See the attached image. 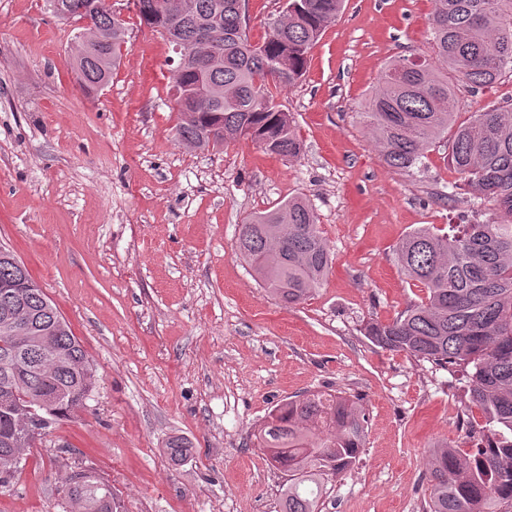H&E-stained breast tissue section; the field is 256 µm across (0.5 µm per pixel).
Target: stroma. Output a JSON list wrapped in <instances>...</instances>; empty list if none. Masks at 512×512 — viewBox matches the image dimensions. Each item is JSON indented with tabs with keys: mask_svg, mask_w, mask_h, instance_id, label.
<instances>
[{
	"mask_svg": "<svg viewBox=\"0 0 512 512\" xmlns=\"http://www.w3.org/2000/svg\"><path fill=\"white\" fill-rule=\"evenodd\" d=\"M129 42L86 95L71 68L78 25L49 0H0V242L70 324L98 384L87 410L32 449L0 512H61L67 473L95 468L123 512H278L282 474L255 432L278 403L335 389L366 413L363 446L322 512H423L431 448L459 428L461 373L372 343L426 290L395 245L480 213L445 152L387 167L360 112L390 60L424 55L431 0H344L278 101L303 149L288 160L241 140L177 137L171 60L132 0H112ZM301 194L333 255L321 288L285 306L237 251L251 215ZM193 448L172 462L166 445Z\"/></svg>",
	"mask_w": 512,
	"mask_h": 512,
	"instance_id": "obj_1",
	"label": "stroma"
}]
</instances>
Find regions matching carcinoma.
Masks as SVG:
<instances>
[{"mask_svg": "<svg viewBox=\"0 0 512 512\" xmlns=\"http://www.w3.org/2000/svg\"><path fill=\"white\" fill-rule=\"evenodd\" d=\"M61 19H89L112 31V47L75 56L73 71L87 94L107 86L126 43V22L104 0H62ZM430 49L422 60L399 56L381 71L360 116L388 167L409 172L431 147L447 161L493 217L450 224L440 234L422 226L403 237L396 254L404 273L422 284L425 300L409 304L390 322H370L365 336L441 368L472 366L467 407L484 414L486 447L467 454L454 444L429 453L426 512H512V107L486 106L462 119L458 93L483 92L512 73V0H433ZM159 0H136L140 21L172 35L191 53L220 60L197 75L194 65L172 69L173 83L199 97L193 109L177 107L176 132L201 150L238 139L294 159L302 151L279 89L305 74L309 54L335 21L343 0H288L287 12L260 42L239 27L237 0H184L189 20L176 32ZM258 283L289 305L320 288L332 265L331 250L310 202L293 196L241 225L237 242ZM16 309L30 320L28 343L18 348L6 327ZM53 337L56 356L38 353ZM87 361L80 340L32 280L26 267L0 257V455L18 404L36 413L29 424L49 433L85 408L97 378L76 364ZM362 409L337 393H304L279 403L256 435L269 462L285 475L280 512H319L328 477L356 458L365 432ZM184 438L167 444L183 460ZM63 486L78 508L63 512H121L112 487L94 471L74 470Z\"/></svg>", "mask_w": 512, "mask_h": 512, "instance_id": "carcinoma-1", "label": "carcinoma"}]
</instances>
